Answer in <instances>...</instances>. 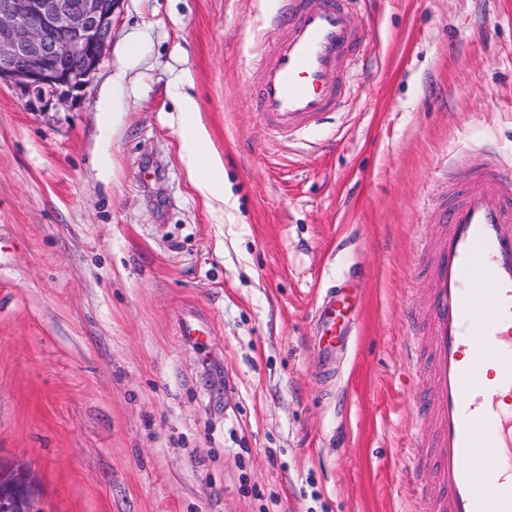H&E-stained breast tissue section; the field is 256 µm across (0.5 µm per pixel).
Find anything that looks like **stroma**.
<instances>
[{"label":"stroma","mask_w":512,"mask_h":512,"mask_svg":"<svg viewBox=\"0 0 512 512\" xmlns=\"http://www.w3.org/2000/svg\"><path fill=\"white\" fill-rule=\"evenodd\" d=\"M277 8L122 0L75 105L0 86V464L45 512H427L405 311L445 167L512 174V0H371V78L287 138L251 102ZM183 94L225 207L185 163ZM353 267L326 361L313 314Z\"/></svg>","instance_id":"stroma-1"}]
</instances>
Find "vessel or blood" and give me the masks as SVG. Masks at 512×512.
Returning <instances> with one entry per match:
<instances>
[{"label": "vessel or blood", "mask_w": 512, "mask_h": 512, "mask_svg": "<svg viewBox=\"0 0 512 512\" xmlns=\"http://www.w3.org/2000/svg\"><path fill=\"white\" fill-rule=\"evenodd\" d=\"M365 0H288L289 23L252 72L253 101L267 134L301 130L336 111L352 67H365ZM444 232L423 245L432 286L409 316L411 357L427 394L418 413L437 433L416 446L432 462L430 512H512V175L476 169L434 211ZM358 298L337 279L317 310L324 353L346 346ZM498 379L489 382L487 365ZM490 448L489 467L470 459Z\"/></svg>", "instance_id": "vessel-or-blood-1"}]
</instances>
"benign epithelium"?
<instances>
[{"instance_id":"7a95c632","label":"benign epithelium","mask_w":512,"mask_h":512,"mask_svg":"<svg viewBox=\"0 0 512 512\" xmlns=\"http://www.w3.org/2000/svg\"><path fill=\"white\" fill-rule=\"evenodd\" d=\"M121 0H0V85L17 88L32 112L73 103L99 69ZM34 489L25 470H0V500Z\"/></svg>"}]
</instances>
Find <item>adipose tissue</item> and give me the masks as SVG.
<instances>
[{
    "label": "adipose tissue",
    "mask_w": 512,
    "mask_h": 512,
    "mask_svg": "<svg viewBox=\"0 0 512 512\" xmlns=\"http://www.w3.org/2000/svg\"><path fill=\"white\" fill-rule=\"evenodd\" d=\"M194 108L193 99L183 97L181 110L186 117L183 134L187 145V164L199 177L202 188L220 199L224 196V170L210 152L205 131L196 118Z\"/></svg>",
    "instance_id": "ef3b65f1"
}]
</instances>
